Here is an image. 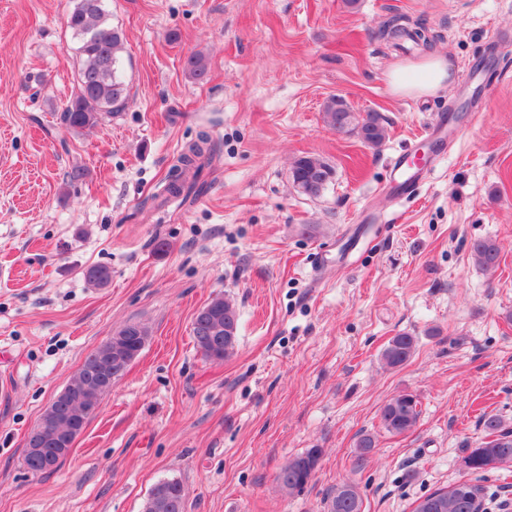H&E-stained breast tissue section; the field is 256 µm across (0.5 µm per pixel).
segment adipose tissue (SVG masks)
I'll list each match as a JSON object with an SVG mask.
<instances>
[{"label": "adipose tissue", "mask_w": 512, "mask_h": 512, "mask_svg": "<svg viewBox=\"0 0 512 512\" xmlns=\"http://www.w3.org/2000/svg\"><path fill=\"white\" fill-rule=\"evenodd\" d=\"M452 80V66L447 57L432 51L396 63L387 75L393 94L416 98L438 95L450 86Z\"/></svg>", "instance_id": "1"}]
</instances>
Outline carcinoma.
<instances>
[{"instance_id":"1","label":"carcinoma","mask_w":512,"mask_h":512,"mask_svg":"<svg viewBox=\"0 0 512 512\" xmlns=\"http://www.w3.org/2000/svg\"><path fill=\"white\" fill-rule=\"evenodd\" d=\"M73 7L66 17V25L78 39L77 89L60 114V120L77 134H89L113 114L124 110L127 101V85L122 76L119 52L122 49V35L108 23L103 0H72ZM379 37L401 46L403 41H411L416 46L429 48L432 40L426 27L412 28L401 23L396 17L385 22L379 30ZM323 120L336 131L355 133L363 142L371 146L381 145L388 136L383 118L368 112L363 116L350 110L345 101L338 97L329 99L323 107ZM209 136H199L178 159L176 169L191 171L198 175L211 162ZM333 177L332 167L315 156H301L291 168L292 183L302 189V194L316 199L326 190ZM196 181L174 179L168 183L160 196L177 198L184 191H190ZM475 262L491 271L500 263V248L489 239L476 240L471 245ZM86 280L96 286H105L111 280V271L105 266H92L85 270ZM238 327V314L232 303L224 297H213L198 311L192 322V337L202 355L211 361H222L235 350ZM417 337L409 333H399L392 337L382 353L385 364L391 368L405 364L414 354ZM67 387L71 400L66 403L70 411L82 416L84 421L96 413L103 393L97 384L84 373L73 376ZM420 402L411 393H401L390 398L380 409L381 429L391 435H401L411 430L420 418ZM66 421L59 419L55 428L46 431L35 443L44 455L56 460L64 459L58 453L61 444L56 439V429ZM485 436L478 447L471 449L469 470L474 474L490 471L488 465L493 460L512 463V429L504 427L502 420L495 416H484ZM322 451L309 448L288 462L278 473L277 480L290 491H300L307 485L311 473L319 465ZM473 495L469 498L453 497L452 488H439L416 498L412 512H421L420 502L432 496L445 500V507L434 512H488V490L480 480H469ZM362 497L352 484H342L332 493L328 512H361ZM185 488L177 479L157 483L144 504L143 512H184Z\"/></svg>"}]
</instances>
